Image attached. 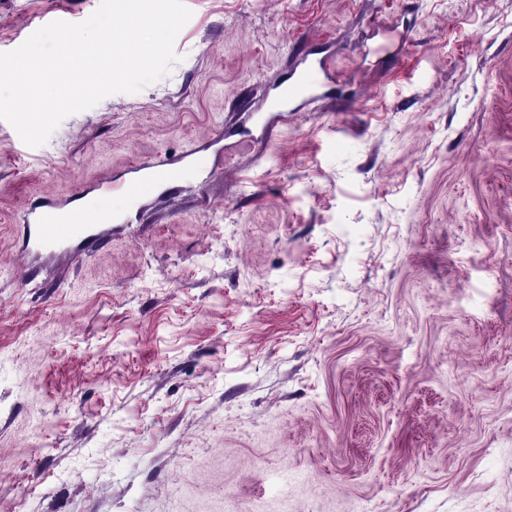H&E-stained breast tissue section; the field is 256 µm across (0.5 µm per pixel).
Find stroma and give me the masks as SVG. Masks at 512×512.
<instances>
[{
	"instance_id": "35a3bbf8",
	"label": "stroma",
	"mask_w": 512,
	"mask_h": 512,
	"mask_svg": "<svg viewBox=\"0 0 512 512\" xmlns=\"http://www.w3.org/2000/svg\"><path fill=\"white\" fill-rule=\"evenodd\" d=\"M185 2L169 76L0 120V512H512V0ZM99 4L0 0V52ZM306 54L335 80L259 141ZM215 133L242 183L25 253L35 204Z\"/></svg>"
}]
</instances>
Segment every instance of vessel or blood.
<instances>
[{"label":"vessel or blood","mask_w":512,"mask_h":512,"mask_svg":"<svg viewBox=\"0 0 512 512\" xmlns=\"http://www.w3.org/2000/svg\"><path fill=\"white\" fill-rule=\"evenodd\" d=\"M328 59H302L265 109L279 112L289 101L312 96L331 77ZM179 165L155 161L133 166L119 178L106 179L81 190L77 201L53 202L31 209L24 226L25 244L31 248L80 241L95 246L116 212L169 189L178 180Z\"/></svg>","instance_id":"1"}]
</instances>
